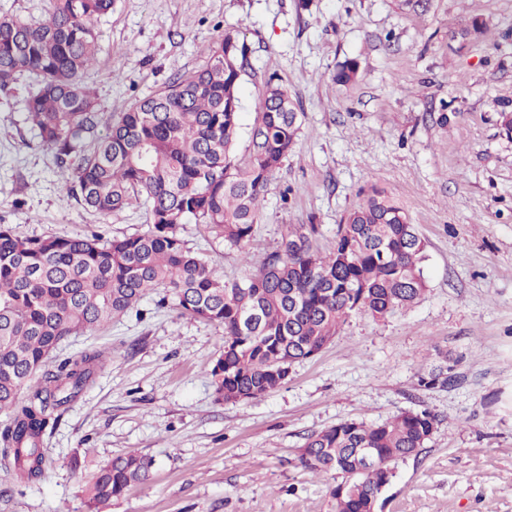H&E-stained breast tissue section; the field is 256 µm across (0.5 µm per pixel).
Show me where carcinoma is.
<instances>
[{"instance_id": "cac0c4a2", "label": "carcinoma", "mask_w": 512, "mask_h": 512, "mask_svg": "<svg viewBox=\"0 0 512 512\" xmlns=\"http://www.w3.org/2000/svg\"><path fill=\"white\" fill-rule=\"evenodd\" d=\"M112 0H48L46 15L0 14V88L39 77L23 110L54 154L71 195L102 216L146 207L141 234L20 238L0 225V431L13 476H41V438L102 367L94 351L58 359L70 336L125 315L147 294L183 315L224 330L211 368L216 398L237 402L269 394L292 366L312 357L355 313L381 319L417 303L426 291V248L405 210L373 188L337 225L330 249L314 247L316 224H292L258 271L226 281L178 235L188 220L242 247L251 240L273 173L292 153L301 121L288 90L267 82L257 102L251 160L236 162L240 80L246 52L224 35L204 63L176 75L125 112L103 118L83 74L97 63L94 21ZM358 64L342 63L335 82H354ZM437 416L404 410L381 423L344 420L311 433L298 464L348 476L329 488L336 512H363L382 494L396 463L418 455ZM374 463L362 464L363 450ZM154 460L129 451L101 466L84 490L87 512H104Z\"/></svg>"}]
</instances>
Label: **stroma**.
Instances as JSON below:
<instances>
[{"label":"stroma","mask_w":512,"mask_h":512,"mask_svg":"<svg viewBox=\"0 0 512 512\" xmlns=\"http://www.w3.org/2000/svg\"><path fill=\"white\" fill-rule=\"evenodd\" d=\"M475 20L482 32L464 35ZM95 31L98 63L84 80L107 114L201 65L222 35L243 43L239 163L265 82L299 102L295 149L267 184L247 246L194 223L178 229L225 280L255 273L291 224L318 225L329 248L376 187L426 243L427 290L386 320L352 315L280 388L240 403L214 393L222 328L148 295L60 346L62 358L102 351L109 361L43 435L39 480L5 479L0 454V512H85L92 474L131 450L154 459L151 479L109 512H333L335 473L297 464L307 436L409 409L438 422L421 454L397 464L378 512H512V0H114ZM348 59L358 79L336 84ZM35 83L24 75L0 90V224L22 238L146 231L144 208L102 217L68 193L25 120ZM442 367L451 384L420 386Z\"/></svg>","instance_id":"35a3bbf8"}]
</instances>
